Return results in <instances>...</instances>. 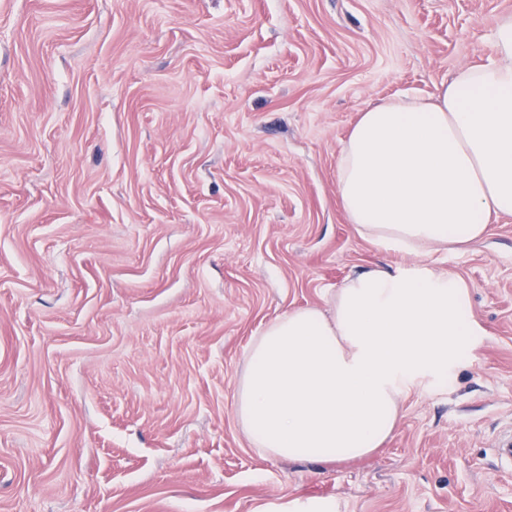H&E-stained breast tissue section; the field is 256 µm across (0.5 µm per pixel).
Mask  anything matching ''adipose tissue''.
<instances>
[{"label":"adipose tissue","instance_id":"obj_1","mask_svg":"<svg viewBox=\"0 0 512 512\" xmlns=\"http://www.w3.org/2000/svg\"><path fill=\"white\" fill-rule=\"evenodd\" d=\"M494 54L429 99L361 113L337 161V193L359 236L386 252L457 253L512 215V16ZM468 285L432 265L347 278L330 312L288 310L253 341L236 394L250 445L324 466L381 448L401 401L446 383L482 341Z\"/></svg>","mask_w":512,"mask_h":512}]
</instances>
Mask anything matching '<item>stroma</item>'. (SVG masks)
Here are the masks:
<instances>
[{
	"label": "stroma",
	"instance_id": "35a3bbf8",
	"mask_svg": "<svg viewBox=\"0 0 512 512\" xmlns=\"http://www.w3.org/2000/svg\"><path fill=\"white\" fill-rule=\"evenodd\" d=\"M512 0H0V512H512V216L382 253L341 208L360 112L493 56ZM468 284L485 335L333 468L248 443L249 346L375 265ZM492 452L497 461L495 467L503 472L512 473V428L500 431ZM252 512H340V503L334 497H289L257 504Z\"/></svg>",
	"mask_w": 512,
	"mask_h": 512
}]
</instances>
